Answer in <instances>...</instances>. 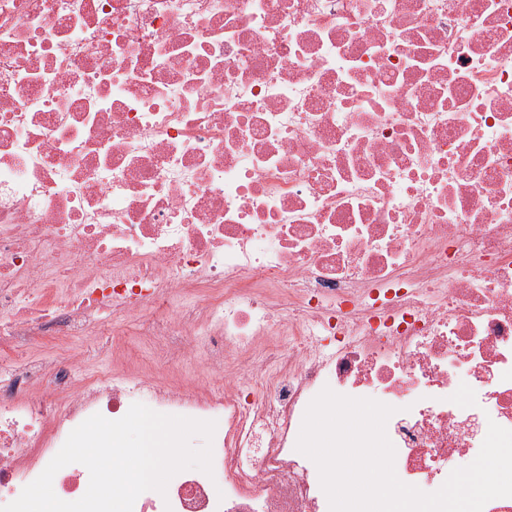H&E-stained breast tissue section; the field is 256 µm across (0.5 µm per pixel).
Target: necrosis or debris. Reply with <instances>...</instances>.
Returning a JSON list of instances; mask_svg holds the SVG:
<instances>
[{
    "mask_svg": "<svg viewBox=\"0 0 512 512\" xmlns=\"http://www.w3.org/2000/svg\"><path fill=\"white\" fill-rule=\"evenodd\" d=\"M137 313L202 381L26 352ZM326 387L423 490L512 429V0H0V506L139 402L217 427L133 512H329Z\"/></svg>",
    "mask_w": 512,
    "mask_h": 512,
    "instance_id": "1",
    "label": "necrosis or debris"
}]
</instances>
